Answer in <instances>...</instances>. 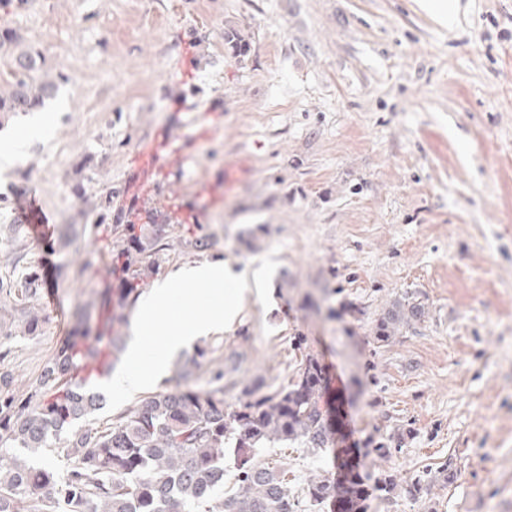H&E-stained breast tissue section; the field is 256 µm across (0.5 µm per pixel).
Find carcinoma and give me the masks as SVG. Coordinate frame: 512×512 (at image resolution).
<instances>
[{
  "label": "carcinoma",
  "mask_w": 512,
  "mask_h": 512,
  "mask_svg": "<svg viewBox=\"0 0 512 512\" xmlns=\"http://www.w3.org/2000/svg\"><path fill=\"white\" fill-rule=\"evenodd\" d=\"M16 61L12 93L0 100V112H27L53 94L52 85L37 82L32 55ZM122 232L126 245L113 268L125 287L117 297L101 288L77 306L73 335L56 348L27 396L15 394L12 371L0 367V512H304L288 489L287 473L265 461L241 459L236 490L224 493L227 454L293 445L330 453L336 468L309 480L308 506L335 502L336 473L345 469L349 512H360L361 480L347 451L330 447L332 424L322 405L326 385L312 354L288 384L264 392L254 383L232 407L224 404V387L202 390L192 383L204 356L200 350L175 370L172 387L103 427L90 419L103 398L76 375L104 352L118 357L124 311L135 306L156 271L167 229L125 224ZM38 292L34 280H0V312L10 307L23 315L29 335L42 322L33 312ZM424 314L418 298L405 293L380 316L375 339L389 341ZM57 443L68 461L62 475L49 464L20 458L24 451L45 454Z\"/></svg>",
  "instance_id": "obj_1"
}]
</instances>
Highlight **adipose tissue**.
Masks as SVG:
<instances>
[{"mask_svg": "<svg viewBox=\"0 0 512 512\" xmlns=\"http://www.w3.org/2000/svg\"><path fill=\"white\" fill-rule=\"evenodd\" d=\"M243 280L242 273L218 260L178 269L158 281L141 302L138 326L152 324L156 316L175 299L179 300L184 317L151 357H144L140 344L132 343L128 368L113 376V390L123 395L144 390L163 373L167 360L174 352L196 338L222 330L225 324L232 322L241 299L240 292L235 291L234 286ZM202 288L220 293V300L201 305L198 291Z\"/></svg>", "mask_w": 512, "mask_h": 512, "instance_id": "adipose-tissue-1", "label": "adipose tissue"}]
</instances>
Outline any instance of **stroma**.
<instances>
[{"instance_id": "35a3bbf8", "label": "stroma", "mask_w": 512, "mask_h": 512, "mask_svg": "<svg viewBox=\"0 0 512 512\" xmlns=\"http://www.w3.org/2000/svg\"><path fill=\"white\" fill-rule=\"evenodd\" d=\"M448 28L420 0H0V98L20 53L55 95L0 112V279L33 276L44 322L0 316L18 394L72 333L78 304L116 286L136 210L131 159L161 125L185 126L189 160L163 189L190 211L169 230L156 278L223 260L248 283L234 323L206 349L196 385L224 374V402L287 384L306 354L327 370L325 407L353 425L365 512H512V0H460ZM249 44L232 55L225 29ZM210 111L195 138L189 112ZM40 127L15 143L16 125ZM234 165L222 201L196 196ZM38 186L44 241L18 231ZM206 239L203 248L194 239ZM415 293L425 316L377 342V319ZM391 448L379 456L378 446ZM300 493L328 455L265 448ZM456 470L442 482L443 468ZM398 485L381 492L385 477ZM423 477L420 499L399 488Z\"/></svg>"}]
</instances>
